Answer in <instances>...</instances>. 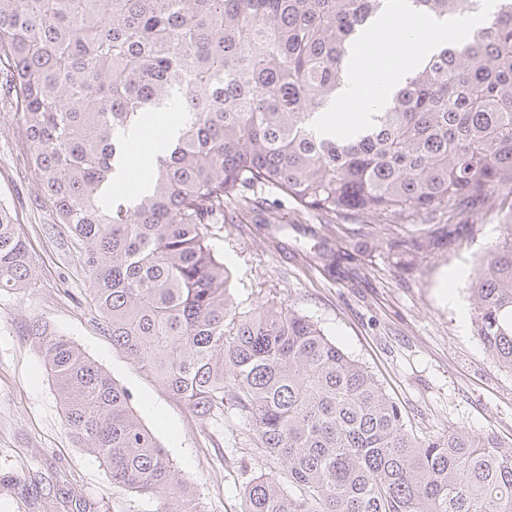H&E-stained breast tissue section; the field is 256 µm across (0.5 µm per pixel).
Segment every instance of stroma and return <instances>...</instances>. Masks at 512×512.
Here are the masks:
<instances>
[{"instance_id":"1","label":"stroma","mask_w":512,"mask_h":512,"mask_svg":"<svg viewBox=\"0 0 512 512\" xmlns=\"http://www.w3.org/2000/svg\"><path fill=\"white\" fill-rule=\"evenodd\" d=\"M253 203L224 206L212 245L246 306H292L361 362L406 410L413 432L464 427L512 438V372L501 368L472 327L468 287L488 245L512 224V197L492 213L453 226L417 255L395 243L422 224L330 222L299 211L276 189L256 187ZM0 206L19 224L35 285L0 294V512H155L145 495L111 487L107 471L72 440L31 322L82 348L132 394L134 412L180 470L202 512H239L260 473H277L238 418L210 424L113 349L93 322L80 247L56 223L37 178L15 145L0 102Z\"/></svg>"}]
</instances>
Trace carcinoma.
Returning <instances> with one entry per match:
<instances>
[{
  "mask_svg": "<svg viewBox=\"0 0 512 512\" xmlns=\"http://www.w3.org/2000/svg\"><path fill=\"white\" fill-rule=\"evenodd\" d=\"M393 0H0V74L59 224L83 247L91 315L112 346L205 421L231 410L288 476L240 512H512V442L418 436L370 370L283 305L245 310L211 226L270 186L302 210L370 224L448 223L512 196V0L407 71L371 120L325 136L343 62ZM438 19L475 0H410ZM183 119L142 188H120L155 112ZM34 284L0 210V292ZM472 323L512 372V224L479 259ZM65 425L114 487L200 512L128 390L36 322Z\"/></svg>",
  "mask_w": 512,
  "mask_h": 512,
  "instance_id": "cac0c4a2",
  "label": "carcinoma"
}]
</instances>
